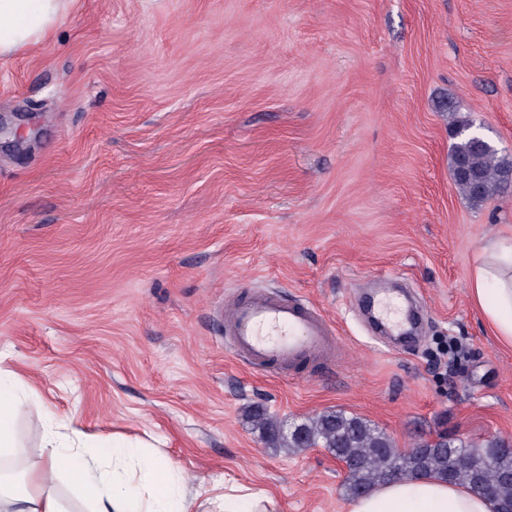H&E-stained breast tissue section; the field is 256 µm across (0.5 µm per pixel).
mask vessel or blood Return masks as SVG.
Here are the masks:
<instances>
[{"label": "vessel or blood", "instance_id": "b4317fda", "mask_svg": "<svg viewBox=\"0 0 512 512\" xmlns=\"http://www.w3.org/2000/svg\"><path fill=\"white\" fill-rule=\"evenodd\" d=\"M234 352L248 365L302 369L332 360L341 344L332 322L315 306L255 293L224 310Z\"/></svg>", "mask_w": 512, "mask_h": 512}]
</instances>
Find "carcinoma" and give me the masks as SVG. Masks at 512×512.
Returning a JSON list of instances; mask_svg holds the SVG:
<instances>
[{"label": "carcinoma", "mask_w": 512, "mask_h": 512, "mask_svg": "<svg viewBox=\"0 0 512 512\" xmlns=\"http://www.w3.org/2000/svg\"><path fill=\"white\" fill-rule=\"evenodd\" d=\"M472 127L468 119L454 121L457 142L451 167L458 190L477 205L512 182V162L498 150L476 144L469 133ZM249 418L269 448L328 449L345 464L344 488L351 498L402 476L436 475L490 494L501 510L512 508V452L504 450L500 439L473 445L441 435L434 442L402 450L385 432L342 410L323 411L287 427L265 406L255 405Z\"/></svg>", "instance_id": "carcinoma-1"}]
</instances>
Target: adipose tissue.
Segmentation results:
<instances>
[{
    "label": "adipose tissue",
    "instance_id": "ef3b65f1",
    "mask_svg": "<svg viewBox=\"0 0 512 512\" xmlns=\"http://www.w3.org/2000/svg\"><path fill=\"white\" fill-rule=\"evenodd\" d=\"M76 0H0V58L52 38ZM470 296L500 344L512 347V238H491L471 269ZM43 429L47 460L24 478L0 470V512H65L52 488L69 478L90 512H277L269 493L225 482L223 494L187 498L171 465L135 451L120 439L89 442L84 429L49 423L42 408L19 393L17 378L0 371V458L23 445V424ZM148 487L139 492L131 478ZM495 500L467 485L433 476L401 478L348 502L347 512H496Z\"/></svg>",
    "mask_w": 512,
    "mask_h": 512
}]
</instances>
